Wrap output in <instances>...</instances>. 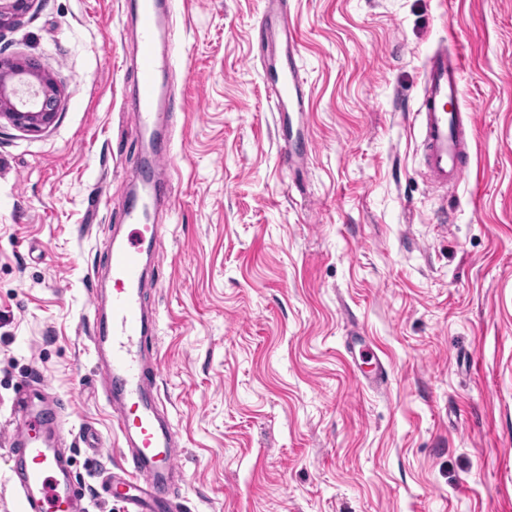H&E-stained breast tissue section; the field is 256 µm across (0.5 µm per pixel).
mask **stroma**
<instances>
[{
	"label": "stroma",
	"instance_id": "1",
	"mask_svg": "<svg viewBox=\"0 0 512 512\" xmlns=\"http://www.w3.org/2000/svg\"><path fill=\"white\" fill-rule=\"evenodd\" d=\"M261 0H178L175 205L149 270L159 407L182 512H512V0H288L308 82L305 187L259 57ZM124 0H32L0 53L56 81L55 123L0 120V512L7 424L44 382L90 426L94 512L125 462L96 375L93 302L144 145ZM460 53L474 110L454 192L421 175L425 59ZM386 370L370 382L359 351Z\"/></svg>",
	"mask_w": 512,
	"mask_h": 512
}]
</instances>
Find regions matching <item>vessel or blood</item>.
I'll return each instance as SVG.
<instances>
[{"label": "vessel or blood", "instance_id": "1", "mask_svg": "<svg viewBox=\"0 0 512 512\" xmlns=\"http://www.w3.org/2000/svg\"><path fill=\"white\" fill-rule=\"evenodd\" d=\"M259 36L265 56L262 72L274 97L282 130L281 163L301 170L309 152L295 145L292 120L307 110V81L297 65L299 42L287 0H262ZM136 99L132 130L149 140L170 127L178 108L174 86H162L158 71L174 72L180 41L174 26V0H137ZM464 77L460 59L447 49L426 58L425 80L417 114L423 176L434 189L457 187L467 167L464 128L473 112L461 111ZM167 155L149 156L151 178L127 200V235L114 239L105 271L112 282L107 311L98 317L90 341L102 391L112 407L113 422L130 464L125 477H107V497L124 500L127 512H179L176 494L181 471L179 450L170 420L162 418L154 394L160 357H148L146 342L156 316L145 300V257L157 250L162 227L156 222L158 205L172 183ZM67 431L57 396L45 387L20 392L9 422L8 451L13 459L11 480L20 512H87L86 493L73 471Z\"/></svg>", "mask_w": 512, "mask_h": 512}]
</instances>
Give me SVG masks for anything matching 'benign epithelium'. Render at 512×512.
Segmentation results:
<instances>
[{
	"label": "benign epithelium",
	"mask_w": 512,
	"mask_h": 512,
	"mask_svg": "<svg viewBox=\"0 0 512 512\" xmlns=\"http://www.w3.org/2000/svg\"><path fill=\"white\" fill-rule=\"evenodd\" d=\"M31 0H0V28L13 24ZM61 93L34 59L0 56V118L23 131L38 133L54 124Z\"/></svg>",
	"instance_id": "1"
}]
</instances>
